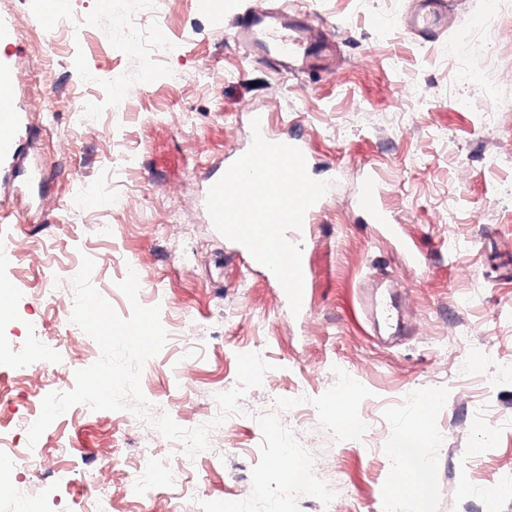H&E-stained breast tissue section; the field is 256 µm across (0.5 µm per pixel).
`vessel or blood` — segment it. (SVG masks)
Segmentation results:
<instances>
[{
	"label": "vessel or blood",
	"instance_id": "obj_1",
	"mask_svg": "<svg viewBox=\"0 0 512 512\" xmlns=\"http://www.w3.org/2000/svg\"><path fill=\"white\" fill-rule=\"evenodd\" d=\"M235 35L250 43L255 56L273 58L278 69L291 73L308 69L320 54L309 25L287 9L275 14L252 12L237 25ZM19 84L20 77L13 65L1 58L0 165L13 159L17 151V133L22 122V108L17 101ZM358 201L369 213L372 223L392 225V214L376 171L366 172L359 186Z\"/></svg>",
	"mask_w": 512,
	"mask_h": 512
}]
</instances>
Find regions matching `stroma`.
<instances>
[{
  "instance_id": "1",
  "label": "stroma",
  "mask_w": 512,
  "mask_h": 512,
  "mask_svg": "<svg viewBox=\"0 0 512 512\" xmlns=\"http://www.w3.org/2000/svg\"><path fill=\"white\" fill-rule=\"evenodd\" d=\"M442 3L427 40L400 24L414 0H112L107 11L100 0H63V13L86 24L72 36L41 24V0H0L16 29L0 56L18 62L28 115L21 162L0 180V287L10 291L0 445L27 447L43 398L71 390L96 352L66 334L55 304L72 295L68 269L85 255L120 316L132 313L117 287L132 264L139 303L161 309L168 340L141 376L150 413L202 424L236 385L238 354L273 366L223 440L184 461L131 411L71 407L34 445L47 452L60 439L68 454L9 474L0 512L23 502L87 512L104 470L112 512H172L190 497L203 512L233 502L238 512H385L393 438L418 422L435 467L431 512H486L489 492L512 482V382L496 375L512 362V0ZM283 5L313 21L318 67L279 73L235 39L239 16ZM129 24L151 56L127 49ZM169 43L178 51L161 53ZM76 96L89 102L80 127L65 106ZM255 112L275 136L304 141L311 176L330 184L306 241L310 302L297 314L203 207L208 179L249 148ZM367 169L382 178L392 228L369 223L357 204ZM105 185L120 206L102 200ZM77 192L99 205L74 207ZM373 291L391 323L364 311ZM416 396L434 401L421 418ZM341 397L356 432L331 411ZM144 441L155 489L134 499L129 451ZM288 449L312 489L296 504L281 496ZM179 460L186 479L173 485Z\"/></svg>"
}]
</instances>
